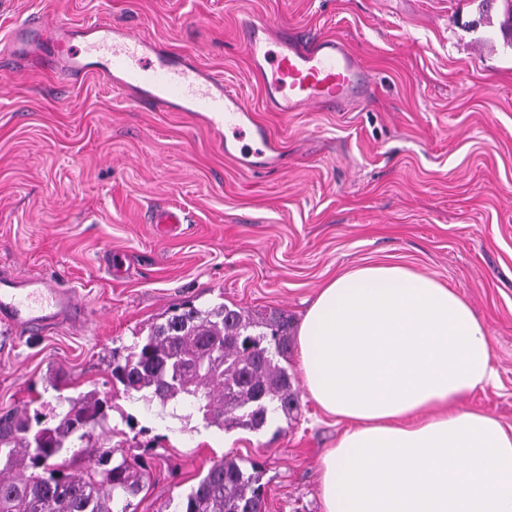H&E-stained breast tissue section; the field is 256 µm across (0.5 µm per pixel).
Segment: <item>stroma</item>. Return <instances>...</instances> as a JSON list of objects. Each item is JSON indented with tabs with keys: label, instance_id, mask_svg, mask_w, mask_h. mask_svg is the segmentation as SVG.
Listing matches in <instances>:
<instances>
[{
	"label": "stroma",
	"instance_id": "stroma-1",
	"mask_svg": "<svg viewBox=\"0 0 512 512\" xmlns=\"http://www.w3.org/2000/svg\"><path fill=\"white\" fill-rule=\"evenodd\" d=\"M479 0H0V38L28 16L107 20L223 77L278 138L284 169L249 170L202 118L140 103L92 75L0 73V270L75 287L89 318L42 332L0 322V413L54 424L59 402L112 397L93 448L149 461L136 512H160L213 461L262 464L267 512H321L320 460L340 427L286 368L300 411L222 430L130 401L112 354L173 307L224 304L300 321L318 288L371 263L460 293L487 328L500 383L463 400L512 426V49L477 24ZM343 40L370 94L343 110L270 111L240 44ZM163 209L183 223H155Z\"/></svg>",
	"mask_w": 512,
	"mask_h": 512
}]
</instances>
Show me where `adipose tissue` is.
<instances>
[{
	"label": "adipose tissue",
	"mask_w": 512,
	"mask_h": 512,
	"mask_svg": "<svg viewBox=\"0 0 512 512\" xmlns=\"http://www.w3.org/2000/svg\"><path fill=\"white\" fill-rule=\"evenodd\" d=\"M297 340L308 395L342 426L319 465L322 512H512V427L459 406L499 380L462 295L358 266L319 288Z\"/></svg>",
	"instance_id": "1"
}]
</instances>
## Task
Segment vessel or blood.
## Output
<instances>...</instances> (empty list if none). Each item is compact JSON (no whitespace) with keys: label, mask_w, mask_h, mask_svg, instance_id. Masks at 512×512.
<instances>
[{"label":"vessel or blood","mask_w":512,"mask_h":512,"mask_svg":"<svg viewBox=\"0 0 512 512\" xmlns=\"http://www.w3.org/2000/svg\"><path fill=\"white\" fill-rule=\"evenodd\" d=\"M267 31L265 21L250 22L242 42L273 111L294 112L304 105L340 109L368 91V75L340 39L309 40L285 34L273 47ZM17 62L57 75L67 84L95 73L103 75L135 100L194 113L217 129L251 127L261 148L247 161V168L285 165L278 142L255 125L243 97L226 86L223 77L205 73L183 55L110 24L75 28L61 20L30 17L0 40V67ZM81 317L72 291L49 281L0 272V321L41 331Z\"/></svg>","instance_id":"vessel-or-blood-1"}]
</instances>
